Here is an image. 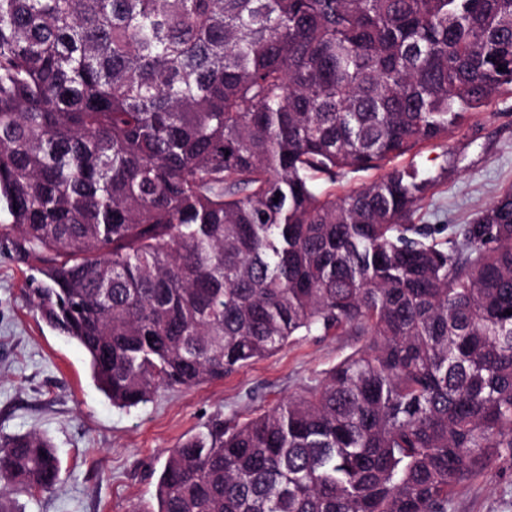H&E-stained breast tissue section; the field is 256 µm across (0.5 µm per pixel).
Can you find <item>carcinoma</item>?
I'll list each match as a JSON object with an SVG mask.
<instances>
[{
  "instance_id": "obj_1",
  "label": "carcinoma",
  "mask_w": 512,
  "mask_h": 512,
  "mask_svg": "<svg viewBox=\"0 0 512 512\" xmlns=\"http://www.w3.org/2000/svg\"><path fill=\"white\" fill-rule=\"evenodd\" d=\"M506 85L512 0H0V237L112 405L364 337L169 449L155 512H448L512 461V188L439 240L430 170L315 183ZM60 479L49 439L0 440L14 493Z\"/></svg>"
}]
</instances>
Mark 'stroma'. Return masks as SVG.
Listing matches in <instances>:
<instances>
[{
  "label": "stroma",
  "mask_w": 512,
  "mask_h": 512,
  "mask_svg": "<svg viewBox=\"0 0 512 512\" xmlns=\"http://www.w3.org/2000/svg\"><path fill=\"white\" fill-rule=\"evenodd\" d=\"M444 169L412 217L416 224H467L512 188V88L471 114L448 141L395 158ZM35 262L0 239V439L48 436L62 481L50 493L13 500L14 512H155L166 451L216 418L243 423L307 386L356 350L348 333L308 337L221 381L160 389L120 409L97 388L84 349L36 307ZM451 512H512V464L497 463L459 485Z\"/></svg>",
  "instance_id": "35a3bbf8"
}]
</instances>
